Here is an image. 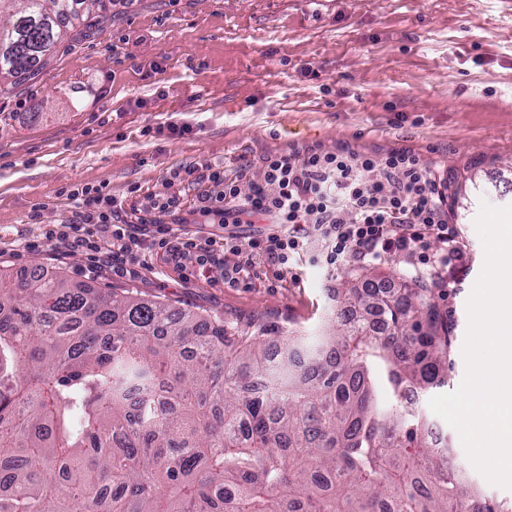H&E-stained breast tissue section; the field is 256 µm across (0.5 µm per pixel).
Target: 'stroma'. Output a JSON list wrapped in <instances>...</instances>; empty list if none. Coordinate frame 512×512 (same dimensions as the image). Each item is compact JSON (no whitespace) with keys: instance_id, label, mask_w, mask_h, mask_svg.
<instances>
[{"instance_id":"35a3bbf8","label":"stroma","mask_w":512,"mask_h":512,"mask_svg":"<svg viewBox=\"0 0 512 512\" xmlns=\"http://www.w3.org/2000/svg\"><path fill=\"white\" fill-rule=\"evenodd\" d=\"M107 13L110 25L64 43L35 78L0 96V268L63 272L313 341L342 329L336 290L363 287L368 275L397 280L408 265L330 267L313 261L314 238L288 274L257 257L251 287L230 288L151 254L106 267L46 233L71 217L73 187L104 185L124 222L137 223L133 207L147 198L175 196L179 214L147 220L219 235L221 225L185 223L205 188L174 171L220 168L246 194L269 154L410 150L447 179L448 221L467 243L438 299L455 325L444 390H456L466 303L485 260L475 218L481 203L512 205V0H114ZM168 124L194 132L156 134ZM420 408L466 479L512 512V490L490 484L457 431L428 402Z\"/></svg>"}]
</instances>
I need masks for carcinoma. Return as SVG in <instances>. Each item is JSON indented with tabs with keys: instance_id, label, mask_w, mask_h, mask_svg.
I'll use <instances>...</instances> for the list:
<instances>
[{
	"instance_id": "obj_1",
	"label": "carcinoma",
	"mask_w": 512,
	"mask_h": 512,
	"mask_svg": "<svg viewBox=\"0 0 512 512\" xmlns=\"http://www.w3.org/2000/svg\"><path fill=\"white\" fill-rule=\"evenodd\" d=\"M100 2L0 0V95L103 27ZM338 299L353 321L310 344L0 270V512H503L403 403L447 383L435 289Z\"/></svg>"
}]
</instances>
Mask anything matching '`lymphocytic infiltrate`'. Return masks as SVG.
Instances as JSON below:
<instances>
[{"mask_svg":"<svg viewBox=\"0 0 512 512\" xmlns=\"http://www.w3.org/2000/svg\"><path fill=\"white\" fill-rule=\"evenodd\" d=\"M263 181L242 194L236 180L209 166L186 170L192 183L205 185L196 224L227 225L219 239L179 236L167 224L151 229L115 222L106 186L74 188L72 218L56 225L52 238L113 262L124 253L153 252L165 264L220 277L228 287L248 280L252 256L283 271L307 249L310 231L322 239L321 261L366 263L404 258L418 278L443 286L444 269L464 261L466 251L444 210L437 173L408 151L383 157L342 150L307 149L270 154L262 161ZM272 229L250 240L252 255L243 258L237 225L257 221ZM440 251L429 254L430 240Z\"/></svg>","mask_w":512,"mask_h":512,"instance_id":"1","label":"lymphocytic infiltrate"}]
</instances>
